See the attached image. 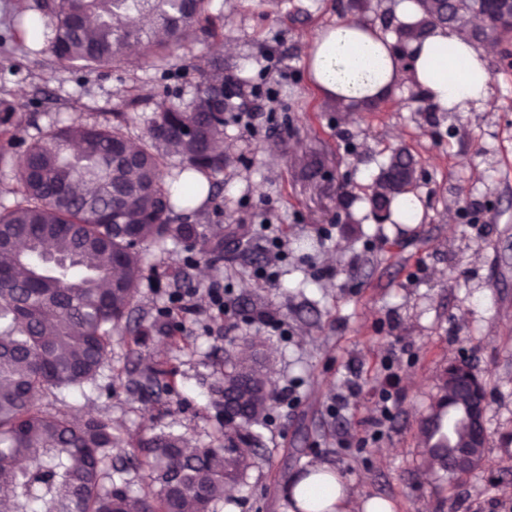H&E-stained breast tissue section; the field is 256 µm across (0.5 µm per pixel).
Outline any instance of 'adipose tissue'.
<instances>
[{
	"label": "adipose tissue",
	"mask_w": 512,
	"mask_h": 512,
	"mask_svg": "<svg viewBox=\"0 0 512 512\" xmlns=\"http://www.w3.org/2000/svg\"><path fill=\"white\" fill-rule=\"evenodd\" d=\"M414 60L404 72L393 39L374 28L340 23L324 28L311 39L307 70L311 82L324 94L357 102L383 97L402 78H410L444 110H458L486 100L490 74L485 53L450 29L436 30L410 43ZM297 500L317 501L330 512H393L389 502L354 500L341 477L313 474L293 486Z\"/></svg>",
	"instance_id": "ef3b65f1"
}]
</instances>
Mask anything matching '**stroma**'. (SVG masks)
I'll use <instances>...</instances> for the list:
<instances>
[{"mask_svg":"<svg viewBox=\"0 0 512 512\" xmlns=\"http://www.w3.org/2000/svg\"><path fill=\"white\" fill-rule=\"evenodd\" d=\"M30 2L0 0V98L19 105L18 137L75 119L108 124L125 112L139 141L157 102H189L217 59L225 75L262 93L249 101L252 127L224 131L220 206L200 218L254 225L255 258L234 251L209 263L198 242L145 248L135 307L146 336L114 334L94 381L38 405L107 419L130 439L165 431L207 445L224 434L214 389L228 339L245 336L268 357L273 386H295L298 399L277 403L260 426L258 463L220 512H288L290 482L316 463L395 512H512V57L490 49L480 104L443 111L404 81L375 111L352 112L310 84L305 63L318 30L349 21L341 0H211L218 36H190L154 65L129 54L108 70L26 53L9 23ZM399 146L419 162L410 190L418 211L411 223H380L365 194ZM342 188L353 199L347 211L336 206ZM260 224L288 243L320 238L321 249L309 260L287 251L275 279L258 280L255 269L269 261ZM180 267L197 295L223 279L226 299L276 313L280 328L178 312L170 330L158 313L176 283L163 272ZM462 353L487 387L488 441L483 464L448 486L425 466L422 422ZM153 367L174 371L155 395L136 385ZM350 382L356 394L337 405ZM383 392L392 415L378 431Z\"/></svg>","mask_w":512,"mask_h":512,"instance_id":"35a3bbf8","label":"stroma"}]
</instances>
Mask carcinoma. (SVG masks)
<instances>
[{
    "label": "carcinoma",
    "instance_id": "carcinoma-1",
    "mask_svg": "<svg viewBox=\"0 0 512 512\" xmlns=\"http://www.w3.org/2000/svg\"><path fill=\"white\" fill-rule=\"evenodd\" d=\"M210 0H35L33 18L20 13L11 26L20 41L43 30L56 61L103 69L130 45L161 60L197 28L213 25ZM420 15L407 24L382 20L404 47L437 28L459 30L478 0H415ZM224 87V64L213 63L186 107L162 105L148 136L130 147L125 125L72 122L52 125L25 142L13 158L21 200L0 204V500L11 512H218L222 490L256 465L261 434L275 400L267 368L257 355L224 363L218 403L242 401L243 415L224 420V439L201 445L171 432L125 447L123 432L97 418L81 423L61 411L33 405L37 393L80 387L107 360L112 333L136 332L132 305L143 278L142 248L170 240L201 241L219 258L237 229L210 234L193 216L219 197L226 119L206 115L211 94ZM16 104L0 100V136L13 144ZM186 189L174 196L166 182L171 161ZM417 169L404 151L392 153L370 203L391 216L395 199L416 179L396 183L391 172ZM425 428L428 468L450 481L448 469L469 426L462 408L444 397ZM143 470L150 491L135 493L125 480L106 485V468Z\"/></svg>",
    "mask_w": 512,
    "mask_h": 512
}]
</instances>
